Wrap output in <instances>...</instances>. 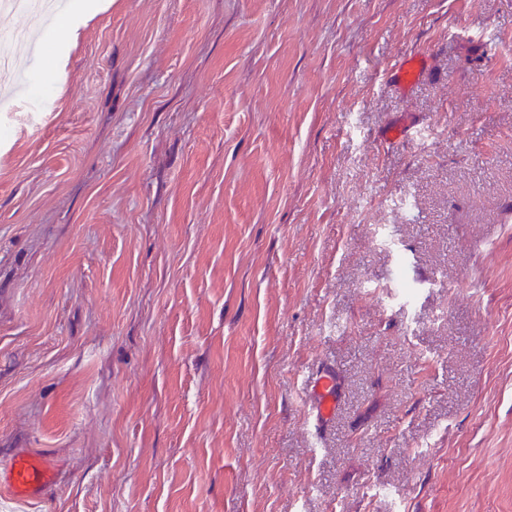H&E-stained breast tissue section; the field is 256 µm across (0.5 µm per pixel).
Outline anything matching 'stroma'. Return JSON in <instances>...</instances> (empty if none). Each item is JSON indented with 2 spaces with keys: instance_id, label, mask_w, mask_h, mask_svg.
I'll return each instance as SVG.
<instances>
[{
  "instance_id": "35a3bbf8",
  "label": "stroma",
  "mask_w": 512,
  "mask_h": 512,
  "mask_svg": "<svg viewBox=\"0 0 512 512\" xmlns=\"http://www.w3.org/2000/svg\"><path fill=\"white\" fill-rule=\"evenodd\" d=\"M102 2L0 47V512H512V0ZM423 58L414 55L399 61L394 68V79L400 86L411 85L421 74ZM306 401L316 423L322 425L333 418L340 405L334 369L322 367L310 377L306 385ZM55 474V469L45 457L33 453L18 454L0 470V498L4 492L11 500L32 496L53 480Z\"/></svg>"
}]
</instances>
